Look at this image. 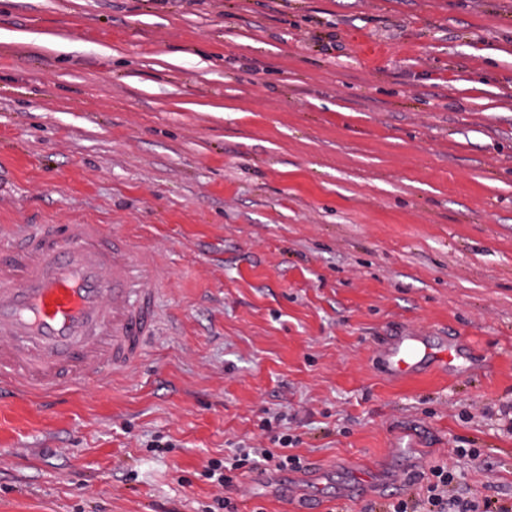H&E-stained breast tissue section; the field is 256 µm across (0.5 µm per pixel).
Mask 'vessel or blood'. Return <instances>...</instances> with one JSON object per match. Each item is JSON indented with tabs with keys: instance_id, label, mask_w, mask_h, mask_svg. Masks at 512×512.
Masks as SVG:
<instances>
[{
	"instance_id": "1",
	"label": "vessel or blood",
	"mask_w": 512,
	"mask_h": 512,
	"mask_svg": "<svg viewBox=\"0 0 512 512\" xmlns=\"http://www.w3.org/2000/svg\"><path fill=\"white\" fill-rule=\"evenodd\" d=\"M167 280L154 253L103 225H16L0 247V391L45 398L125 374L163 331ZM428 356L451 371L461 350L452 340L429 355L412 336L381 349L399 378Z\"/></svg>"
}]
</instances>
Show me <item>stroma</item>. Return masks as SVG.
I'll use <instances>...</instances> for the list:
<instances>
[{
  "label": "stroma",
  "instance_id": "stroma-1",
  "mask_svg": "<svg viewBox=\"0 0 512 512\" xmlns=\"http://www.w3.org/2000/svg\"><path fill=\"white\" fill-rule=\"evenodd\" d=\"M102 224L173 316L105 385L0 395V512H364L448 460L512 502V0H0V244ZM391 336L462 337L399 379ZM478 449L475 457L466 456ZM430 357L443 371H452L458 366L457 362L462 357L460 345L457 341H449L448 346L444 345L433 352ZM283 415L265 419L260 429L267 432L269 442L274 448L265 445H253L235 448L232 455L224 456V465L220 462L211 463L208 477L218 488L213 497L214 510L210 512H237V505L230 496L238 486L239 476L259 471L261 473H284L302 468L300 458L290 453L294 445L291 435L278 432L275 425L280 426ZM291 447V448H290Z\"/></svg>",
  "mask_w": 512,
  "mask_h": 512
}]
</instances>
